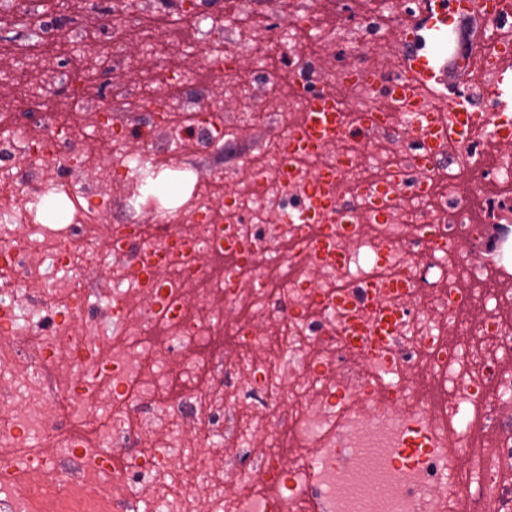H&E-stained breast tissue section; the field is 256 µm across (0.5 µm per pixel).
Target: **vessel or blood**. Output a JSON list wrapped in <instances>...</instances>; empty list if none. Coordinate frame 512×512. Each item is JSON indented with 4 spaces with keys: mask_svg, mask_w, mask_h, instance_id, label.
Wrapping results in <instances>:
<instances>
[{
    "mask_svg": "<svg viewBox=\"0 0 512 512\" xmlns=\"http://www.w3.org/2000/svg\"><path fill=\"white\" fill-rule=\"evenodd\" d=\"M510 13L512 0H426L425 9L416 15L410 30L413 46L399 53L398 88L408 95L431 96L438 105L437 111L419 114L414 126L420 157H427L451 135L470 139L484 152L512 141V57H502L492 67L481 51L464 57L444 49L449 25H482ZM489 71L494 87L485 108L471 111L469 92ZM342 133L334 100L318 93L311 98L307 123L295 145L318 147Z\"/></svg>",
    "mask_w": 512,
    "mask_h": 512,
    "instance_id": "1",
    "label": "vessel or blood"
}]
</instances>
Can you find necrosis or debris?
<instances>
[{
	"mask_svg": "<svg viewBox=\"0 0 512 512\" xmlns=\"http://www.w3.org/2000/svg\"><path fill=\"white\" fill-rule=\"evenodd\" d=\"M350 22L366 53L376 26L403 31L408 17L382 0ZM350 22L303 7L288 41L244 22L229 33L237 114L224 122L212 101L208 127L229 145L255 126L245 177L202 165L199 105L164 66L127 99L145 106L168 88L165 153L119 100L103 166L80 123L30 155L61 124L52 109L0 137V170L20 153L31 170L0 181V463L46 477L77 456L58 487L68 512L103 497L113 512H512V240L491 259L461 257L512 222V153L485 159L451 137L418 167L403 140L431 98L389 92L385 65L357 85L322 65ZM129 38L164 53L154 27L125 21L87 38L70 81L91 83V55L124 70ZM242 45L265 63L241 72ZM314 91L347 129L380 110L386 121L285 155ZM155 157L181 195L158 200L139 234L107 238L113 207L139 224L138 163ZM105 173L125 180L119 204L101 198ZM408 173L427 194L394 185ZM59 197L68 219L42 223L32 203ZM415 433L429 448L403 462Z\"/></svg>",
	"mask_w": 512,
	"mask_h": 512,
	"instance_id": "1",
	"label": "necrosis or debris"
}]
</instances>
